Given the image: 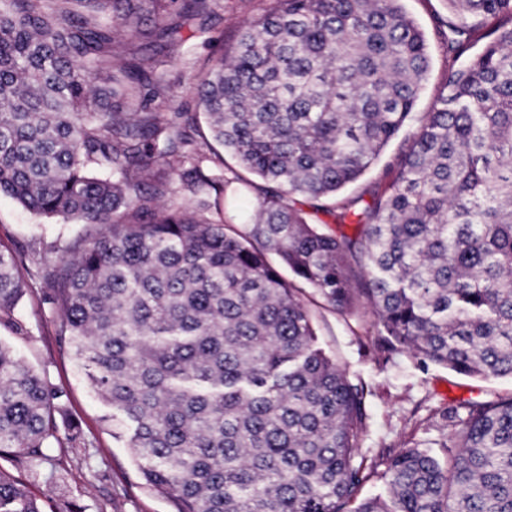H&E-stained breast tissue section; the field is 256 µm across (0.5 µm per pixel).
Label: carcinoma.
<instances>
[{"label": "carcinoma", "instance_id": "carcinoma-1", "mask_svg": "<svg viewBox=\"0 0 512 512\" xmlns=\"http://www.w3.org/2000/svg\"><path fill=\"white\" fill-rule=\"evenodd\" d=\"M271 2L196 88L212 138L263 181L230 192L195 116L155 111L170 85L136 46L111 53L132 16L163 18L156 69L215 0H0V194L85 227L34 272L60 335L142 484L177 512H512V397L449 409L429 443L442 455L406 447L387 458L389 499L355 500L364 387L266 259L339 311L366 302L389 351L512 377V0H448L460 65L368 202L339 195L415 116L426 37L402 0ZM175 174L212 204L174 201ZM253 189L239 231L227 215ZM321 214L357 234L321 232ZM24 293L0 250V316ZM58 398L0 342V451L51 462ZM0 512L41 510L0 472Z\"/></svg>", "mask_w": 512, "mask_h": 512}]
</instances>
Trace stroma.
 I'll return each mask as SVG.
<instances>
[{"mask_svg":"<svg viewBox=\"0 0 512 512\" xmlns=\"http://www.w3.org/2000/svg\"><path fill=\"white\" fill-rule=\"evenodd\" d=\"M268 4L269 0H217L209 30L202 33L195 23L185 25L181 30L183 47L157 70L159 77L172 84L171 90L157 99V111L198 112L195 87L201 72L233 44L242 22L262 13ZM403 6L428 41L430 68L417 110L429 112L451 66L446 47L437 36L451 14L447 0H403ZM414 131V124H405L376 163L342 191V198L384 192L391 179L389 164ZM80 230V225L57 223L9 197H0V248L16 254L28 284L13 314L0 318V342L12 347L62 394L55 413L57 438L47 448L51 464L33 474L18 456L2 454L0 470L24 482L42 512H63L68 505L79 512H176L171 497L145 488L127 448L113 439L106 408L91 392L68 342L59 335L49 291L33 276L38 266L54 261L57 247ZM299 295L311 315L318 346L366 389L361 455L371 475L359 488L358 499L387 496L386 454L412 442L425 444L436 439L446 409L468 399L512 395L510 377L466 376L401 351L381 353L378 326L366 305L351 312L338 311L305 284Z\"/></svg>","mask_w":512,"mask_h":512,"instance_id":"35a3bbf8","label":"stroma"}]
</instances>
